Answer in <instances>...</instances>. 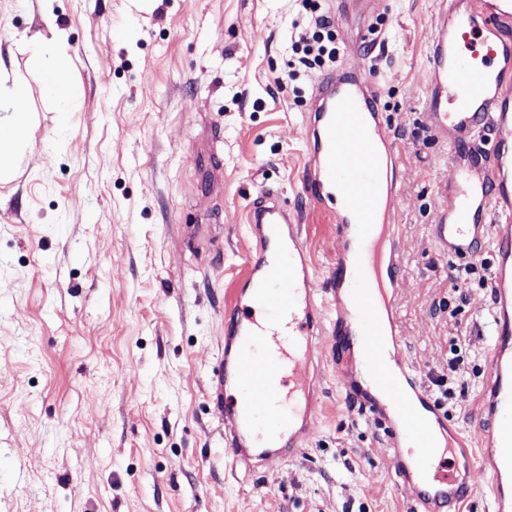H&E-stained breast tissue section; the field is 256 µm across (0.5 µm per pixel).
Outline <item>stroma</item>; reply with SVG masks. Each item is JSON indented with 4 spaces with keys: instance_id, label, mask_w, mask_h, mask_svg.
<instances>
[{
    "instance_id": "1",
    "label": "stroma",
    "mask_w": 512,
    "mask_h": 512,
    "mask_svg": "<svg viewBox=\"0 0 512 512\" xmlns=\"http://www.w3.org/2000/svg\"><path fill=\"white\" fill-rule=\"evenodd\" d=\"M438 0H374L366 41L335 19L334 67L295 64L301 0H0V75L24 84L30 151L0 182V512H411L387 423L315 369L305 453L245 472L225 452L214 369L247 271L245 206L274 189L324 288L335 225L303 194L304 113L333 70L369 71L400 157L409 363L477 437L490 248L448 259L433 226L462 164L430 128ZM57 34L75 91L49 97L24 37Z\"/></svg>"
}]
</instances>
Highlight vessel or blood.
<instances>
[{"instance_id": "b4317fda", "label": "vessel or blood", "mask_w": 512, "mask_h": 512, "mask_svg": "<svg viewBox=\"0 0 512 512\" xmlns=\"http://www.w3.org/2000/svg\"><path fill=\"white\" fill-rule=\"evenodd\" d=\"M426 110L434 133L459 155L460 168L434 235L451 256L493 244L492 344L480 393V450L448 426L437 399L411 371L405 342L386 298L397 286L396 207L375 216L388 181L393 146L381 123L373 82L342 73L318 81L305 116L304 191L316 205L338 185L343 208L331 209L340 255L328 277L336 305L319 302L314 264L291 210L264 189L246 206L252 235L248 272L224 310V361L217 373L224 442L246 467L304 450L316 386L310 374L323 342L332 350L361 340L362 370L372 387L352 393L372 412L394 418L409 441L395 450L397 485L413 512H459L482 473L494 512H512V0H442L430 36ZM492 131L493 152L476 154ZM466 466H459V457Z\"/></svg>"}]
</instances>
